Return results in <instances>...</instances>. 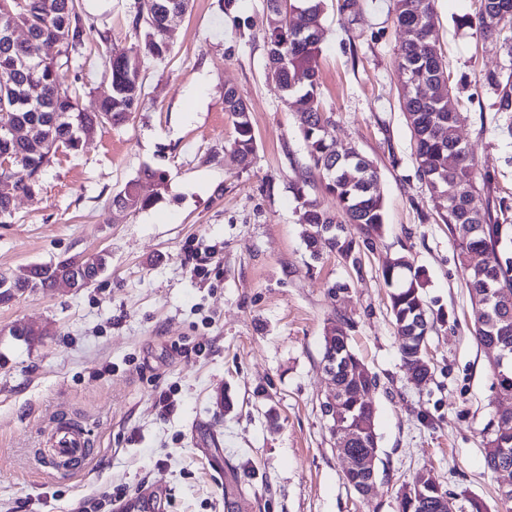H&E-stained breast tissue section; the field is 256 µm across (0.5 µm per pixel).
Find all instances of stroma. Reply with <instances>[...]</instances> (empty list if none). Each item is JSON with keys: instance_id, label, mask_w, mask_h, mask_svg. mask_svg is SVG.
I'll return each instance as SVG.
<instances>
[{"instance_id": "1", "label": "stroma", "mask_w": 512, "mask_h": 512, "mask_svg": "<svg viewBox=\"0 0 512 512\" xmlns=\"http://www.w3.org/2000/svg\"><path fill=\"white\" fill-rule=\"evenodd\" d=\"M134 0H82L96 31L65 85L93 110L109 87L102 39L140 49ZM476 0H436V34L452 85L470 101L459 135L490 173L478 207L512 196V136L500 131L484 71L511 62L502 39L462 26ZM263 0H192L172 22L169 56L142 65L144 99L127 122L98 130L79 153H58L35 196H18L0 220V276L102 252L108 267L88 288L24 293L0 305V512H224V492H248V512H398V495L430 472L457 504L482 498L512 512L488 471L483 429L500 410L458 251L416 172L399 109L394 66L404 32L393 0H326L318 60L320 97L337 148L376 166L385 224L360 268L306 248L296 197L334 206L308 174L301 120L264 71ZM250 26L242 38L238 29ZM240 89L257 150L249 169L230 154L235 136L224 89ZM167 173L142 194L157 201L116 211L112 197L143 166ZM207 259V276L185 257ZM405 256L432 310L448 312L427 344L432 375L408 378L398 355L382 267ZM378 378L370 399L381 448L376 488L343 481L320 401L332 388L321 359L337 317ZM25 323L40 337L11 336ZM173 403L163 412L158 397ZM78 427L90 458L66 472L44 467L59 426Z\"/></svg>"}]
</instances>
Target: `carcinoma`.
Masks as SVG:
<instances>
[{
  "label": "carcinoma",
  "mask_w": 512,
  "mask_h": 512,
  "mask_svg": "<svg viewBox=\"0 0 512 512\" xmlns=\"http://www.w3.org/2000/svg\"><path fill=\"white\" fill-rule=\"evenodd\" d=\"M190 0H135L133 26L144 29L143 55L162 61L171 47L160 23V7L168 5L185 12ZM266 29L263 42L266 77L273 82L287 106L301 114L302 133L311 168L324 180L326 192L336 208L322 206L305 198L303 187L296 189L302 200L306 224L304 239L312 257L324 251L357 266L361 245L373 244L385 224V210L378 172L373 162L354 149L339 152L328 142L318 99V57L324 36V0H265ZM395 22L406 34L397 50L398 67L403 74L400 108L411 133L417 173L438 204V216L448 225L458 250L459 266L474 312L473 333L482 347L496 346L504 359L492 371L494 386L512 395V198L498 197L480 210L474 205L477 191L474 158L461 141L458 131L467 120L457 90L448 82L442 47L435 37L434 0H394ZM27 29L26 43L0 44V155L7 154L13 166L25 177L0 168V217L11 215V204L19 194L32 196L40 178L59 149L76 153L99 128L117 126L137 111L142 102L141 56L112 46L103 38L109 59V94L102 97L93 112L85 111L79 95L60 82V72L70 69L81 55L88 35L95 29L80 0H0V30L10 25ZM464 24L480 38L497 37L504 28L512 30V0H479L478 9ZM38 56L34 65L24 67L21 59L31 47ZM483 84L496 95L495 112L506 116V131L512 136V65L488 70ZM427 95L420 96L419 89ZM224 111L232 117L235 137L231 152L239 165H251L256 151L250 112L243 95L235 88L224 91ZM35 125L41 131V147L36 148L13 131ZM148 180L161 192L167 174L146 166L112 198L118 210H142L156 197L140 192L141 180ZM355 227L360 237L351 233ZM485 257L484 268H469L473 255ZM107 255H85L57 263L34 264L22 268L11 280L1 279L0 304L11 301L14 292H36L54 287L64 277L92 278L107 267ZM402 269L385 265L382 276L393 286L390 313L399 338L398 354L407 376L425 380L431 374L417 355L428 343L424 330L415 327L423 316L428 329L445 318L427 305L424 283L417 273L401 277ZM350 320L332 322L336 333V389L343 398L344 415L359 429L353 450L363 454L379 447L376 411L366 400L376 389V376L361 372L363 361L352 350ZM485 465L491 472L512 468V408L498 412L485 428ZM440 495L424 490L415 500L400 496L399 512H438Z\"/></svg>",
  "instance_id": "1"
}]
</instances>
